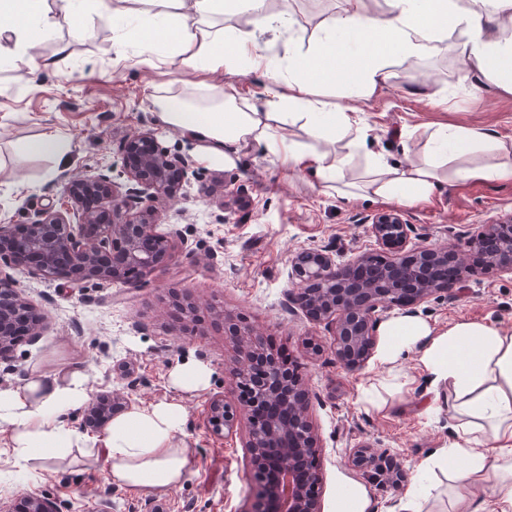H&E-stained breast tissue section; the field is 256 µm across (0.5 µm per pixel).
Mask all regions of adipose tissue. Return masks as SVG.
Returning a JSON list of instances; mask_svg holds the SVG:
<instances>
[{"mask_svg": "<svg viewBox=\"0 0 512 512\" xmlns=\"http://www.w3.org/2000/svg\"><path fill=\"white\" fill-rule=\"evenodd\" d=\"M384 3L379 16L369 0H343L342 9L321 20L309 36L294 94L281 92L279 79H272L265 111L238 107L234 97L210 85L205 107L178 94L156 97L160 121L193 139L205 162L231 167L242 147L261 145L342 198L379 197L412 205L457 179H512V143L478 129L442 127L422 155L405 166H392L374 153L361 181H347L352 152L367 133L359 109L321 98L320 86L339 83L349 98H370L387 84L394 53L431 55L452 31L471 88L489 85L512 95V0ZM99 6L130 20L154 14L186 71L230 70L242 63L252 70L270 68L251 32L225 38L218 19L233 12L253 29H272L279 16L271 0H121L117 7L100 0ZM50 25L41 0H0V59L24 55L37 69L69 56L64 41L57 43L54 58L33 54L32 29ZM291 124L300 125L305 141L288 138ZM340 136L347 138L349 152L336 151ZM382 334L381 363H397L404 351L423 346L424 368L453 396L454 442L447 453L452 478L495 483L492 506L460 497L455 512H512V327L462 321L436 334L427 322L403 314L391 317ZM87 398L88 379L80 372L63 380L35 374L0 388V433L9 437L14 465L23 471L44 468L75 449L90 463L103 465L109 481L129 489L165 494L181 485L196 457L181 438L186 411L180 403L159 400L133 408L113 418L104 433L93 434L67 421Z\"/></svg>", "mask_w": 512, "mask_h": 512, "instance_id": "obj_1", "label": "adipose tissue"}]
</instances>
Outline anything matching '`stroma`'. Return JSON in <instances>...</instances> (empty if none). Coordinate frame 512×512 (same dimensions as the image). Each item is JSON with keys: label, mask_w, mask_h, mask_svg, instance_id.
Returning a JSON list of instances; mask_svg holds the SVG:
<instances>
[{"label": "stroma", "mask_w": 512, "mask_h": 512, "mask_svg": "<svg viewBox=\"0 0 512 512\" xmlns=\"http://www.w3.org/2000/svg\"><path fill=\"white\" fill-rule=\"evenodd\" d=\"M55 20L37 46L52 55L57 42L71 44L69 56L53 68L32 69L19 55L0 65V223L24 224L46 206L70 208L63 192L72 176L109 173L120 145L136 132L157 131L163 146L196 158V143L162 126L153 104L164 89L182 91L178 64L168 38L153 29L151 17L132 25L117 23L92 6L75 33L64 16L63 0H48ZM341 0H285L293 28L257 36L261 53L279 57L289 36L309 35L322 18L340 11ZM149 46L156 65L141 66L138 52ZM387 85L358 101L369 129L368 146L393 164H406L407 151H419L436 129L475 128L512 141V96L493 88L475 91L461 80L462 63L451 41L433 55L398 56ZM194 82L224 87L243 105L262 106L268 79L261 71H203ZM66 135L71 152L65 170L55 160L24 151L46 134ZM197 178L170 222L179 231L170 257L143 276L138 287L86 282L73 287L14 270L26 299L44 313L36 341L18 343L13 371L0 384L16 385L30 373L62 378L87 375L90 392L117 390L130 406L175 400L186 410L182 438L195 451L196 466L167 494L147 495L109 482L101 466L72 451L49 469L19 474L0 453V507L30 496L50 498L61 512H245L251 502V463L245 448L246 423L232 435L211 432L207 412L212 397L234 398L231 370L236 346L224 335L223 315L240 318L268 341L286 350L312 391L309 415L318 435L319 499L323 512H342L348 491L369 502L367 512H404V497L416 488L427 512H452L457 496L483 501L491 484L452 480L442 458L453 440L447 388H434L421 349L404 353L396 370L370 359L351 371L332 352V329L287 312L290 259L302 248L321 246L346 260L360 252L381 253L369 231L381 211L401 212L413 224L418 244H465L482 224L512 218V180L451 182L428 201L405 205L392 199H344L321 193L307 171L285 165L275 152L243 148L234 167L197 162ZM180 291L197 301L195 315L175 311L169 294ZM417 318L443 332L459 321L512 327V276L475 271L452 299H432ZM199 361L210 382L197 394L172 388L171 370ZM131 366L135 387L117 378V363ZM362 444L395 455L408 470L405 485L384 484L357 472L350 449Z\"/></svg>", "instance_id": "obj_1"}]
</instances>
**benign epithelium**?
<instances>
[{
    "mask_svg": "<svg viewBox=\"0 0 512 512\" xmlns=\"http://www.w3.org/2000/svg\"><path fill=\"white\" fill-rule=\"evenodd\" d=\"M121 184L106 174L70 178L64 193L72 202L62 212L51 207L33 213L26 224L0 225V266L26 267L44 280L65 279L73 285L88 281L124 283L134 287L172 250L177 232L162 230L160 200L174 202L185 195L193 161L176 149L162 146L156 133L147 130L127 138L119 148ZM502 224H483L471 243L488 248V268L512 275V254L498 258L503 249ZM371 232L398 253L410 249L424 259L425 268L450 267L446 282L413 278L401 267L402 258L385 259L386 266L372 270L370 254L346 261L324 248H305L291 259L290 289L286 309L301 310L312 321L334 325L336 360L350 370L363 367L374 353L380 314L391 307L408 313L432 297L455 295L468 277V251L456 243L409 246L413 225L400 212L382 211L371 219ZM26 317L25 335L34 338L44 317L22 295L15 279L0 270V362L7 359L20 320ZM224 333L242 349L233 370L235 381L253 379L239 403L219 396L211 400L207 424L216 434L233 433L239 418H246V442L252 462L255 489L247 512H321L315 495L318 474L298 465L308 450H316L317 437L309 418L311 392L288 365L272 352L255 344L256 333L248 326L224 323ZM127 398L102 392L82 410L81 428L95 433L123 412ZM351 466L374 474L397 477L403 472L395 457L376 456L360 446L348 457Z\"/></svg>",
    "mask_w": 512,
    "mask_h": 512,
    "instance_id": "7a95c632",
    "label": "benign epithelium"
}]
</instances>
